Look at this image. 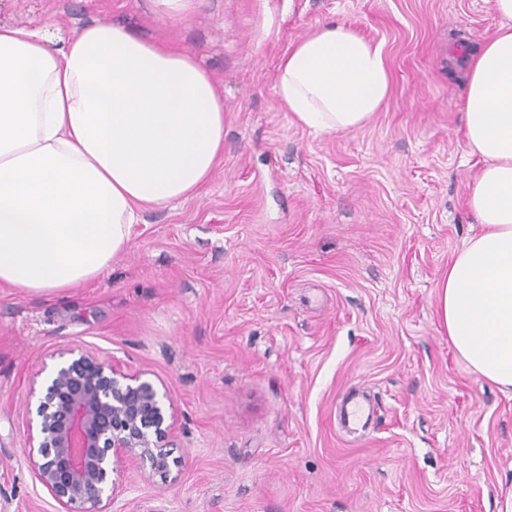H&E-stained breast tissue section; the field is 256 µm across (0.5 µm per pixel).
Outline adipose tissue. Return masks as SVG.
Returning <instances> with one entry per match:
<instances>
[{
	"label": "adipose tissue",
	"mask_w": 512,
	"mask_h": 512,
	"mask_svg": "<svg viewBox=\"0 0 512 512\" xmlns=\"http://www.w3.org/2000/svg\"><path fill=\"white\" fill-rule=\"evenodd\" d=\"M466 60L464 140L484 165L467 199L482 229L437 284L442 328L512 392V0ZM381 45L342 24L297 40L276 77L303 127L366 125L390 92ZM224 157V98L187 53L96 21L55 44L0 24V288L57 294L99 276L140 211L200 196Z\"/></svg>",
	"instance_id": "1"
}]
</instances>
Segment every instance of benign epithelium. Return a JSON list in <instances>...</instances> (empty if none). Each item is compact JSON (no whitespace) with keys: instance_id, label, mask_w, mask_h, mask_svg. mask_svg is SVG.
Returning a JSON list of instances; mask_svg holds the SVG:
<instances>
[{"instance_id":"1","label":"benign epithelium","mask_w":512,"mask_h":512,"mask_svg":"<svg viewBox=\"0 0 512 512\" xmlns=\"http://www.w3.org/2000/svg\"><path fill=\"white\" fill-rule=\"evenodd\" d=\"M32 392L38 444L26 461L60 512H109L122 467L131 462L167 488L177 483L166 394L143 375L117 370L110 357L70 351Z\"/></svg>"}]
</instances>
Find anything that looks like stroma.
Masks as SVG:
<instances>
[{
  "label": "stroma",
  "instance_id": "35a3bbf8",
  "mask_svg": "<svg viewBox=\"0 0 512 512\" xmlns=\"http://www.w3.org/2000/svg\"><path fill=\"white\" fill-rule=\"evenodd\" d=\"M105 20L192 55L224 97V160L204 194L143 211L110 267L50 296L0 288V512H56L23 449L40 371L112 355L168 394L182 465L136 466L112 512H504L512 394L448 342L436 285L479 230L460 58L489 0H0V24L55 41ZM382 44L391 93L366 126L312 132L275 88L324 23ZM360 389L366 432L339 418Z\"/></svg>",
  "mask_w": 512,
  "mask_h": 512
}]
</instances>
